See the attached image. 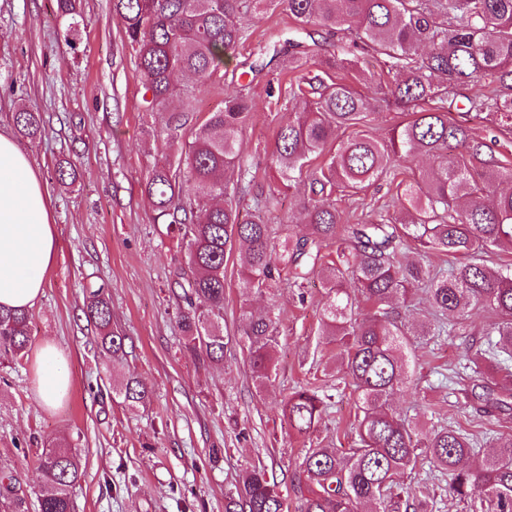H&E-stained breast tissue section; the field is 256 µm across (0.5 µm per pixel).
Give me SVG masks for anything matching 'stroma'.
Wrapping results in <instances>:
<instances>
[{
    "label": "stroma",
    "mask_w": 512,
    "mask_h": 512,
    "mask_svg": "<svg viewBox=\"0 0 512 512\" xmlns=\"http://www.w3.org/2000/svg\"><path fill=\"white\" fill-rule=\"evenodd\" d=\"M84 23L68 38L55 0H0V130L15 132L14 115L40 113L39 140H22L46 183L55 250L45 290L31 312L30 352L0 366V470L12 475L35 512L45 486L39 455L52 441L65 444L81 466L72 497L75 512H224L242 470L265 466L296 512L297 465L306 448H350L354 398L339 389L335 345L318 334L324 290L319 279L301 288L253 296L251 306L274 307L279 318L277 366L269 389L255 387L241 342L238 264L225 268L224 324L231 340L220 363H200L182 346L171 284L187 262L177 234L158 223L142 189L154 163L176 159L158 132L162 112L142 110L141 79L110 0H82ZM248 39L220 75L197 87L184 104L194 123L242 89L253 116L242 132V156L256 172L253 192L239 195L241 214L253 213L254 195L272 189V151L278 126L290 112L269 98V81L288 85L274 68L245 67L294 22L275 9L244 19ZM452 119L486 143L494 158L512 165V130L493 114L468 112L457 97ZM68 164L73 184L58 182ZM105 285L112 328L124 338L122 366L112 367L97 346L98 331L84 312L85 288ZM54 343L66 358L71 389L62 404L46 408L37 391L34 352ZM462 336H432L414 350L412 389L393 406L422 430L448 424L470 435L478 456L489 453L488 417L449 394L451 371L463 369ZM133 376L150 391L146 404L128 407L114 388ZM299 387L336 389L333 405L311 439L289 431L284 399ZM404 486L426 495L432 512H488L483 491L459 502L448 480L426 461L407 470Z\"/></svg>",
    "instance_id": "obj_1"
}]
</instances>
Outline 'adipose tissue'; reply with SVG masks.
Instances as JSON below:
<instances>
[{
	"label": "adipose tissue",
	"mask_w": 512,
	"mask_h": 512,
	"mask_svg": "<svg viewBox=\"0 0 512 512\" xmlns=\"http://www.w3.org/2000/svg\"><path fill=\"white\" fill-rule=\"evenodd\" d=\"M54 248L49 192L28 154L0 131V307L32 310L44 292ZM37 381L45 405L69 389L53 345L37 354Z\"/></svg>",
	"instance_id": "obj_1"
}]
</instances>
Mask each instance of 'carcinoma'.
I'll use <instances>...</instances> for the list:
<instances>
[{
    "label": "carcinoma",
    "mask_w": 512,
    "mask_h": 512,
    "mask_svg": "<svg viewBox=\"0 0 512 512\" xmlns=\"http://www.w3.org/2000/svg\"><path fill=\"white\" fill-rule=\"evenodd\" d=\"M111 2L134 51L145 112L189 97L190 92L176 88L173 76L189 72L205 83L248 39L244 17L278 7L303 28L348 37L347 45L325 58L288 40V47L277 52L285 74L309 75L314 68L348 73L369 53L386 57L393 79L380 101L410 118L393 124L384 138L367 133L376 109L353 85L327 83L316 74L290 86L296 106L294 118L276 132L275 180L290 187L313 159L328 155L310 180L298 227L264 220L261 212L277 203L272 193L258 200L257 213L249 219L241 217L232 196L255 182L240 155V136L251 118L245 94L226 96L224 107L193 126L184 143L188 115L169 113L163 134L181 143L178 163H155L143 187L156 218L186 244L187 267L174 279L184 347L202 362L224 360V269L237 251L244 347L255 387L266 388L275 370L278 321L269 311H249V298L288 282L300 286L309 275H318L325 289L319 335L338 348L347 384L356 394L355 447L306 450L298 465L305 486L298 512H358L361 505L371 512H428L427 498L398 481L421 455L448 474L454 498L463 501L480 487L492 512H512V433L499 434L474 466L472 443L462 431L439 426L424 433L392 408L394 395L409 389L415 340L440 336L448 323L486 309L494 321L471 333L475 378L459 377L457 391L481 412L512 410V391L495 382L497 374L512 377V267L495 269L484 259L494 248H512V166L485 157L484 145L469 129L448 118L456 89L484 82L491 86L489 94L467 97L469 109L493 112L512 124V0ZM56 5L69 21V32L78 35L81 0H56ZM15 123L27 138L41 131L37 112H18ZM347 129L355 135L336 142L338 132ZM417 155L432 159V166L413 180H397L396 163ZM388 176L397 181L403 222L380 214L348 223L336 206V192L357 196ZM193 186L208 193L191 198L187 191ZM342 231L346 235L336 258L325 259L323 249ZM407 239L425 256L456 259L448 275L438 278L428 264L403 261ZM421 285L433 322L407 320ZM85 315L99 330L104 356L119 365L125 356L123 337L112 330L104 286L86 291ZM30 336V312L1 309L0 363L23 358ZM115 394L129 407L149 399L148 388L135 379L121 382ZM333 399L327 390L293 391L282 406L283 420L298 436L308 437ZM39 471L48 490L38 497L37 512H73L72 490L82 476L73 452L47 446ZM10 480L0 477V503L9 512H27ZM224 512H288V503L279 483L252 467L242 471L236 490L225 497Z\"/></svg>",
    "instance_id": "carcinoma-1"
}]
</instances>
